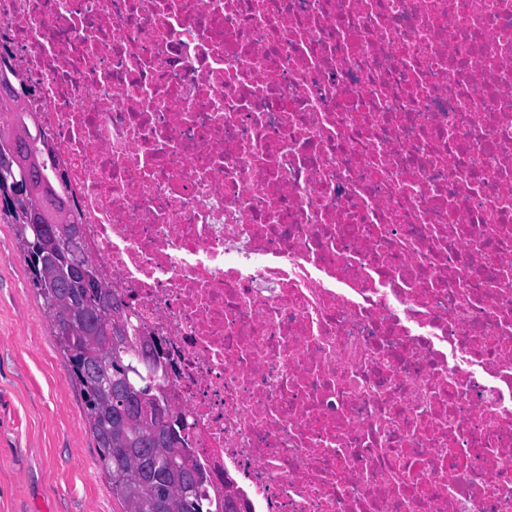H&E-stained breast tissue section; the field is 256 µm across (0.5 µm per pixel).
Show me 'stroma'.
I'll return each instance as SVG.
<instances>
[{
	"instance_id": "obj_1",
	"label": "stroma",
	"mask_w": 512,
	"mask_h": 512,
	"mask_svg": "<svg viewBox=\"0 0 512 512\" xmlns=\"http://www.w3.org/2000/svg\"><path fill=\"white\" fill-rule=\"evenodd\" d=\"M15 227L0 221V512H124Z\"/></svg>"
}]
</instances>
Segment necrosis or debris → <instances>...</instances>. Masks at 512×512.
Segmentation results:
<instances>
[{"instance_id": "obj_1", "label": "necrosis or debris", "mask_w": 512, "mask_h": 512, "mask_svg": "<svg viewBox=\"0 0 512 512\" xmlns=\"http://www.w3.org/2000/svg\"><path fill=\"white\" fill-rule=\"evenodd\" d=\"M0 73L248 512H512V0H0Z\"/></svg>"}]
</instances>
